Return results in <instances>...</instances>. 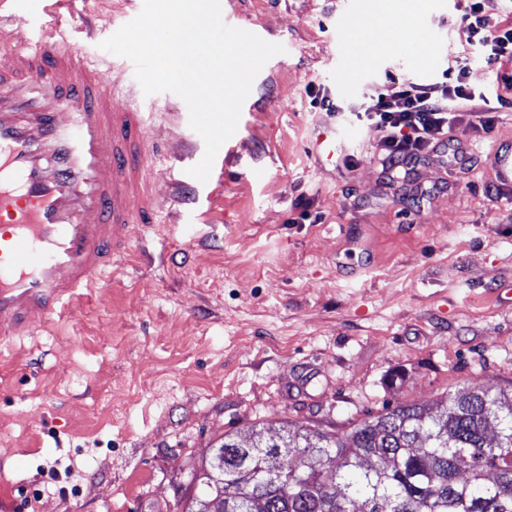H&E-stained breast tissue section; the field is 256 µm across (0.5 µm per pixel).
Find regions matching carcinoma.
Masks as SVG:
<instances>
[{"label": "carcinoma", "mask_w": 512, "mask_h": 512, "mask_svg": "<svg viewBox=\"0 0 512 512\" xmlns=\"http://www.w3.org/2000/svg\"><path fill=\"white\" fill-rule=\"evenodd\" d=\"M182 512H512V389L387 406L341 434L224 437Z\"/></svg>", "instance_id": "carcinoma-1"}]
</instances>
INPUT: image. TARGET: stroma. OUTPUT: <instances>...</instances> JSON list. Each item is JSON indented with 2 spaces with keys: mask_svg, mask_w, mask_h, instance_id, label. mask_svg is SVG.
Instances as JSON below:
<instances>
[{
  "mask_svg": "<svg viewBox=\"0 0 512 512\" xmlns=\"http://www.w3.org/2000/svg\"><path fill=\"white\" fill-rule=\"evenodd\" d=\"M144 0H75L47 15L10 0L41 34L50 17L149 117V160L163 219L134 237L74 314L0 346V504L10 512H182L193 473L225 435L287 423L341 433L383 407L512 386V201L491 195L490 151L512 142V89L469 43L457 0H423L417 45L392 0H362L393 40L351 44L346 0H222L224 22L283 53L256 77L235 134L196 184L205 153L176 94H144L128 58L103 41ZM469 60V83L506 103L488 140L454 138L388 179L380 134L334 125L317 85L372 108L390 76L425 80L434 61ZM336 133L347 168L321 157ZM310 203L300 220L297 199Z\"/></svg>",
  "mask_w": 512,
  "mask_h": 512,
  "instance_id": "35a3bbf8",
  "label": "stroma"
}]
</instances>
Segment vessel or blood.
I'll return each mask as SVG.
<instances>
[{"mask_svg": "<svg viewBox=\"0 0 512 512\" xmlns=\"http://www.w3.org/2000/svg\"><path fill=\"white\" fill-rule=\"evenodd\" d=\"M147 129L81 44L49 33L0 52V338L73 310L157 223ZM491 162L511 191L512 146Z\"/></svg>", "mask_w": 512, "mask_h": 512, "instance_id": "vessel-or-blood-1", "label": "vessel or blood"}]
</instances>
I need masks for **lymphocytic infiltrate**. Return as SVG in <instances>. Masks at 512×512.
Instances as JSON below:
<instances>
[{"instance_id":"obj_1","label":"lymphocytic infiltrate","mask_w":512,"mask_h":512,"mask_svg":"<svg viewBox=\"0 0 512 512\" xmlns=\"http://www.w3.org/2000/svg\"><path fill=\"white\" fill-rule=\"evenodd\" d=\"M473 46L500 81L512 87V74L504 65L512 63V22L494 20L483 14L479 0H460ZM468 66L458 63L440 80L420 84L395 80L392 90L378 94L373 109H350L323 88H309L313 107L336 122L353 121L380 131L379 155L383 170L398 174L413 160L440 148H447L450 166H463L467 158L454 147L450 133L459 116H466L465 128L472 138H487L493 130L494 103L467 81Z\"/></svg>"}]
</instances>
